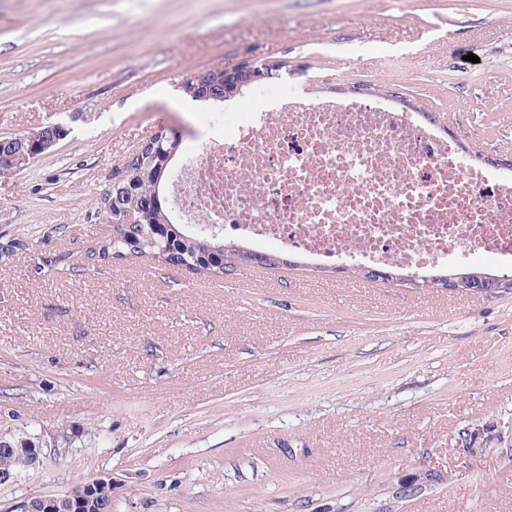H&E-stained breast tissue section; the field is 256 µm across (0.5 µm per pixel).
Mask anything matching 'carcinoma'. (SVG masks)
I'll use <instances>...</instances> for the list:
<instances>
[{"mask_svg": "<svg viewBox=\"0 0 512 512\" xmlns=\"http://www.w3.org/2000/svg\"><path fill=\"white\" fill-rule=\"evenodd\" d=\"M202 87L190 83L182 86L183 95L194 102L222 103L224 70L205 72ZM182 150V141L172 134L157 132L141 153L124 162L127 178L123 188L108 191L101 199L99 218L111 217L112 205L128 195L136 199L142 210L141 223L116 224L113 236L98 250L100 260L126 259L153 253L165 264L188 272L203 270L224 273L228 266L224 239L188 232L170 218V199L163 193L175 157Z\"/></svg>", "mask_w": 512, "mask_h": 512, "instance_id": "obj_1", "label": "carcinoma"}]
</instances>
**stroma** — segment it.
Returning a JSON list of instances; mask_svg holds the SVG:
<instances>
[{
  "label": "stroma",
  "mask_w": 512,
  "mask_h": 512,
  "mask_svg": "<svg viewBox=\"0 0 512 512\" xmlns=\"http://www.w3.org/2000/svg\"><path fill=\"white\" fill-rule=\"evenodd\" d=\"M243 60L280 76L188 106ZM359 83L512 157V0H0V135L69 130L0 177V433L43 443L0 512L104 475L112 512H512V290L93 256L159 129ZM433 480L431 473L418 474L407 479H400L397 483L395 497L407 500L415 497L425 486V483Z\"/></svg>",
  "instance_id": "35a3bbf8"
}]
</instances>
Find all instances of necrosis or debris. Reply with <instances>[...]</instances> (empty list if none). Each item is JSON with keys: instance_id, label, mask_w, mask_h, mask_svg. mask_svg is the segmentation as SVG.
I'll return each instance as SVG.
<instances>
[{"instance_id": "obj_1", "label": "necrosis or debris", "mask_w": 512, "mask_h": 512, "mask_svg": "<svg viewBox=\"0 0 512 512\" xmlns=\"http://www.w3.org/2000/svg\"><path fill=\"white\" fill-rule=\"evenodd\" d=\"M174 208L257 248L330 265L512 264V173L463 159L453 137L364 97L289 98L206 144L171 176Z\"/></svg>"}]
</instances>
